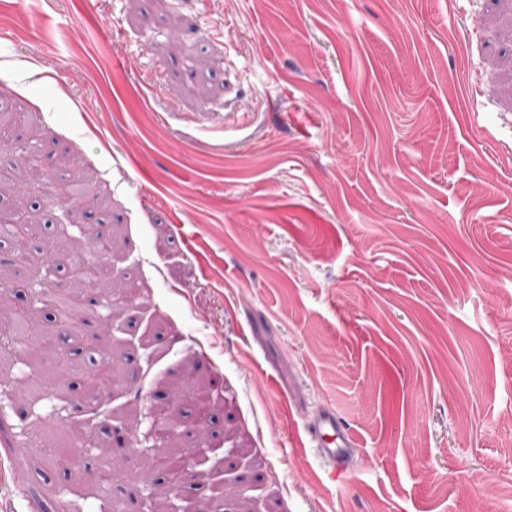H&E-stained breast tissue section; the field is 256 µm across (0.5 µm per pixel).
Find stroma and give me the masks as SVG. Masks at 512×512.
<instances>
[{"instance_id":"stroma-1","label":"stroma","mask_w":512,"mask_h":512,"mask_svg":"<svg viewBox=\"0 0 512 512\" xmlns=\"http://www.w3.org/2000/svg\"><path fill=\"white\" fill-rule=\"evenodd\" d=\"M0 108L90 186L0 208L115 233L102 279L137 291L66 317L65 258L36 239L9 267L0 299L51 298V346L0 342V512H145L172 391L175 447L234 490L191 473L171 502L512 512V0H0ZM103 356L123 384L85 430ZM324 409L355 440L336 474L307 437Z\"/></svg>"}]
</instances>
